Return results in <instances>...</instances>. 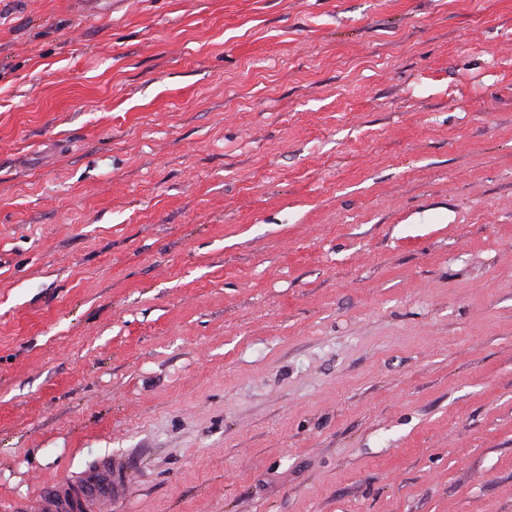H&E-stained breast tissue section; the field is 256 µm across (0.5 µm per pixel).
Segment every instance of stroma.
I'll use <instances>...</instances> for the list:
<instances>
[{"mask_svg": "<svg viewBox=\"0 0 512 512\" xmlns=\"http://www.w3.org/2000/svg\"><path fill=\"white\" fill-rule=\"evenodd\" d=\"M512 512V0H0V512ZM124 487L119 464L102 460L77 476L61 479L42 490L34 512H94V505L112 502Z\"/></svg>", "mask_w": 512, "mask_h": 512, "instance_id": "35a3bbf8", "label": "stroma"}]
</instances>
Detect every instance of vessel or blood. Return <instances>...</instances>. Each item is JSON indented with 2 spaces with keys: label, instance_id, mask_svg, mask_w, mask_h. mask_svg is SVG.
I'll use <instances>...</instances> for the list:
<instances>
[{
  "label": "vessel or blood",
  "instance_id": "1",
  "mask_svg": "<svg viewBox=\"0 0 512 512\" xmlns=\"http://www.w3.org/2000/svg\"><path fill=\"white\" fill-rule=\"evenodd\" d=\"M124 487L119 464L103 460L42 490L36 512H93L95 505L110 503Z\"/></svg>",
  "mask_w": 512,
  "mask_h": 512
}]
</instances>
